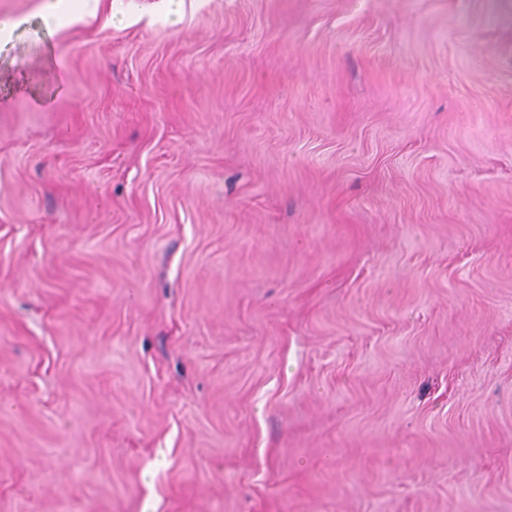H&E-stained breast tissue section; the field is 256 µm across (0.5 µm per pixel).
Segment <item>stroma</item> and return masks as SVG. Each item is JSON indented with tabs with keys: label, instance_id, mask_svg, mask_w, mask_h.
Segmentation results:
<instances>
[{
	"label": "stroma",
	"instance_id": "obj_1",
	"mask_svg": "<svg viewBox=\"0 0 512 512\" xmlns=\"http://www.w3.org/2000/svg\"><path fill=\"white\" fill-rule=\"evenodd\" d=\"M43 5L0 512H512V0ZM61 2H69L71 4V16H80L81 14L94 13L99 5V0H47L44 3L43 20L45 22L47 35H52V29L58 20L59 5Z\"/></svg>",
	"mask_w": 512,
	"mask_h": 512
}]
</instances>
